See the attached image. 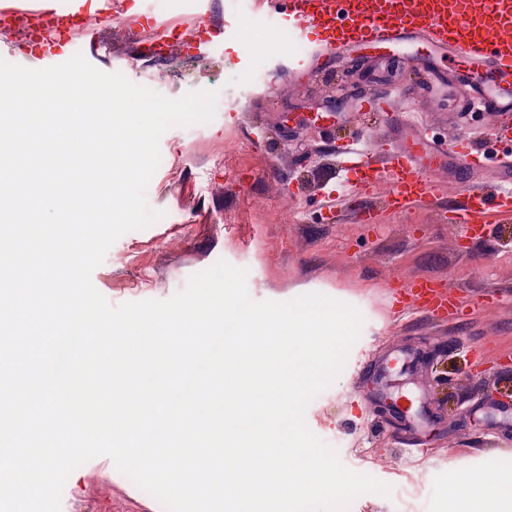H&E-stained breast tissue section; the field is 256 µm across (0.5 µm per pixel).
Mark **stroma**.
<instances>
[{"label": "stroma", "instance_id": "1", "mask_svg": "<svg viewBox=\"0 0 512 512\" xmlns=\"http://www.w3.org/2000/svg\"><path fill=\"white\" fill-rule=\"evenodd\" d=\"M206 3L205 19L226 28L207 50L181 39L151 54L147 32L126 14L87 35L84 56L103 72L170 99L218 93L211 122L162 135L167 163L146 200L163 217L121 236L92 283L113 305L165 300L222 259L247 270L254 300L320 292L355 306L361 337L336 382L309 404L306 423L347 468L392 487L383 499L358 497L349 512H449L448 484L464 472L491 484L512 476V425L498 414L512 401V215L488 216L494 236L465 239L447 205L466 187L494 188L493 169H466L454 151L463 140L493 146L508 118L469 111L480 91L474 63L427 34L334 54L315 42L276 41L269 0H248L244 15L236 0ZM135 9L179 32L196 13L194 0H136ZM356 57L363 71L347 70ZM427 71L439 72L441 83L369 107L371 93L407 92ZM423 136L446 153L432 171L442 203L391 211L382 182L363 202L374 221L363 223V203L340 175L343 149L358 142L371 156ZM417 278L452 284L463 313L442 321L404 307L400 289ZM400 396L436 418L419 433L415 454L404 421L380 410ZM61 508L165 512L107 456L70 474Z\"/></svg>", "mask_w": 512, "mask_h": 512}]
</instances>
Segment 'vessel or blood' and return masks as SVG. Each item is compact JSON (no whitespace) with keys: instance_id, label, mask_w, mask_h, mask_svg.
Returning <instances> with one entry per match:
<instances>
[{"instance_id":"b4317fda","label":"vessel or blood","mask_w":512,"mask_h":512,"mask_svg":"<svg viewBox=\"0 0 512 512\" xmlns=\"http://www.w3.org/2000/svg\"><path fill=\"white\" fill-rule=\"evenodd\" d=\"M97 5V0H67L66 6L60 7L40 0L34 9L16 5L9 12L14 16L26 13L39 22V33L29 39L28 52L59 65L69 60L70 46L81 43L88 18L98 14ZM275 28L301 40L315 33L320 44L332 50L350 42L389 39L406 31L426 32L472 61H490V69L481 74L489 88L512 78V0H283ZM500 142L498 151H477L465 145L457 153L465 166L494 165L505 172L494 189L467 187L461 201L451 208L450 221L462 227L465 238L487 233V225L480 221L485 213L512 212V135L503 134ZM438 159V148L421 142L387 157L388 205L393 211L436 196L428 166ZM407 293L419 308L437 316L452 320L459 314V296L438 282H413Z\"/></svg>"}]
</instances>
